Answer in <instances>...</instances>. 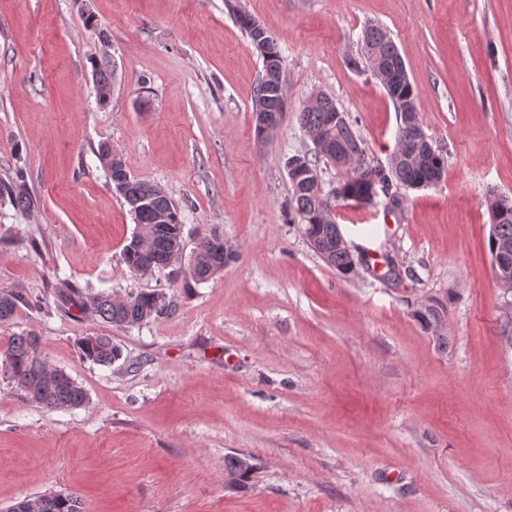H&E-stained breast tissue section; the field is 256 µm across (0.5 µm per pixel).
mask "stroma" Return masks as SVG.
Here are the masks:
<instances>
[{
	"mask_svg": "<svg viewBox=\"0 0 512 512\" xmlns=\"http://www.w3.org/2000/svg\"><path fill=\"white\" fill-rule=\"evenodd\" d=\"M243 10L283 56L285 112L258 140L261 58ZM384 28L447 159L401 205H332L354 253L392 258L384 280L342 277L288 221L285 162L313 144L297 120L323 93L370 158L388 161L401 114L365 62ZM112 72L100 104L93 64ZM163 188L184 255L218 231L224 270L185 282L133 275L137 231L97 148ZM0 289L52 298L56 279L115 297L165 293L166 314L116 327L20 306L0 347L33 333L87 392L47 411L0 376V512L49 491L87 512H512V292L489 249V192L512 197V0H0ZM448 301L440 333L416 303ZM111 337L109 366L79 342ZM251 458L230 487L229 456ZM10 199L14 207L19 211L28 210L33 205V199L25 188L23 175L17 173L15 180L9 183L0 182V196Z\"/></svg>",
	"mask_w": 512,
	"mask_h": 512,
	"instance_id": "obj_1",
	"label": "stroma"
}]
</instances>
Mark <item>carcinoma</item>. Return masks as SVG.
<instances>
[{"instance_id": "1", "label": "carcinoma", "mask_w": 512, "mask_h": 512, "mask_svg": "<svg viewBox=\"0 0 512 512\" xmlns=\"http://www.w3.org/2000/svg\"><path fill=\"white\" fill-rule=\"evenodd\" d=\"M363 46L366 61L371 68L389 66L401 58L397 45L386 30L377 25L364 29ZM264 75L257 90L253 114L267 108L282 113L285 107L283 85V57L277 42L266 36V52L260 54ZM390 98L408 117L402 119L398 144L416 145L424 132L419 119V94L414 85L407 81L386 87ZM338 112L335 100L319 94L313 103L299 113V122L310 140L323 135L333 147L355 159L358 163L345 171L336 186L324 193L321 163L329 159L313 149L311 152L294 155L301 166L314 174L316 181L307 185L292 186L289 203L291 222L303 225L304 235L312 249L336 271L344 276L355 272L357 261L349 249L337 244L340 233L332 218L331 199L351 201L360 205L377 202V191L373 190L372 176L379 178V184L389 190L393 200H398V189H415L418 180L432 173L441 179L447 165L444 156L429 146H423L416 155L397 151V161L392 166L376 163L367 156L363 140L353 128L348 114L331 124L328 118ZM98 157L115 182L129 176L122 157L112 152V147L103 143L98 148ZM133 188L149 199L146 206L138 205L134 195L124 196L131 207L138 232L124 249V261L130 271L138 276L181 262L182 224L178 208L158 186L133 180ZM10 199L19 211L33 205V199L25 188L23 175L16 174L15 180L0 182V196ZM492 233L489 248L503 242L512 244V198L506 195L491 196L487 202ZM235 259V253L224 242V235L213 231L199 244L189 257L185 268V279L195 282L207 281L224 270V266ZM29 300L13 291H0V322L10 320L17 308ZM54 303L66 313L90 314L113 326H132L166 313L171 308L170 300L163 293L136 291L118 300L106 293L89 294L80 288L67 286L55 291ZM416 320L426 329L435 332L443 325L448 315L447 303L433 299L428 304L420 303L413 310ZM80 352L84 359L100 365H110L122 356L121 349L112 344L109 336H89L80 341ZM0 374L24 391L26 399L49 411L73 409L87 400L84 388L69 374L49 366L40 350L38 336L30 333L13 336L4 347H0ZM228 475L240 483L248 477L253 464L246 457H231L226 464ZM9 512H84L81 500L72 494L49 492L34 498L24 499L15 504Z\"/></svg>"}]
</instances>
